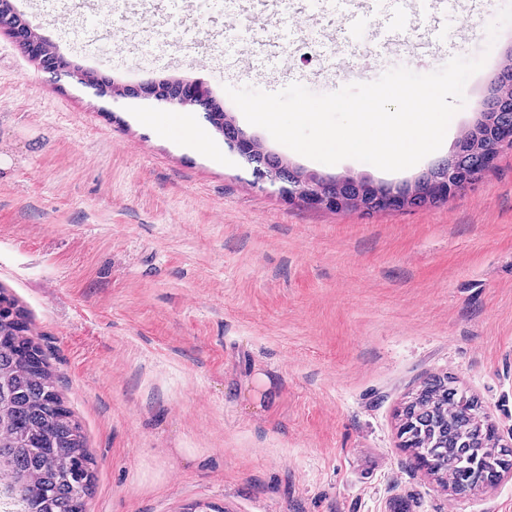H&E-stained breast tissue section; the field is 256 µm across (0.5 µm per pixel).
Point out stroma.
Listing matches in <instances>:
<instances>
[{"label": "stroma", "mask_w": 512, "mask_h": 512, "mask_svg": "<svg viewBox=\"0 0 512 512\" xmlns=\"http://www.w3.org/2000/svg\"><path fill=\"white\" fill-rule=\"evenodd\" d=\"M507 2L439 16L368 0L352 48L344 0H311L302 26L291 0H12L71 71L0 29V287L83 428L86 512H512V471L459 493L399 438L405 403L440 377L512 447V149L444 203L315 208L257 178L203 107L183 113L208 151L154 123L169 108L142 92L203 83L289 169L412 183L454 154L512 60V25L493 41L472 28ZM352 52L357 75L340 64ZM482 54L447 143L400 172L306 158L226 93H328Z\"/></svg>", "instance_id": "35a3bbf8"}]
</instances>
